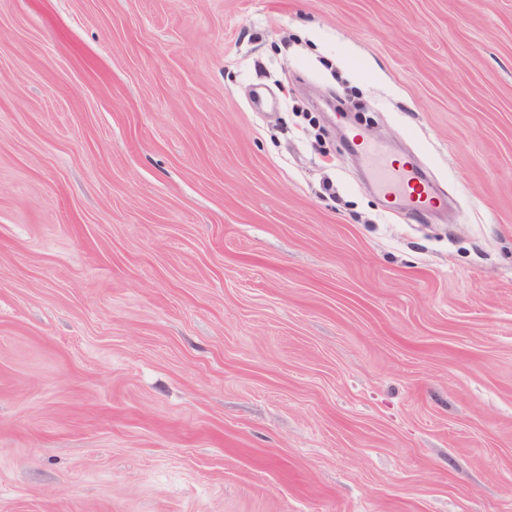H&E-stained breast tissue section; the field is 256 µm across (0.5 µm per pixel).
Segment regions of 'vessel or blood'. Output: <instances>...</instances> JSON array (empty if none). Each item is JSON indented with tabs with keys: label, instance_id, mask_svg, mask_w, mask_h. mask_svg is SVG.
Instances as JSON below:
<instances>
[{
	"label": "vessel or blood",
	"instance_id": "b4317fda",
	"mask_svg": "<svg viewBox=\"0 0 512 512\" xmlns=\"http://www.w3.org/2000/svg\"><path fill=\"white\" fill-rule=\"evenodd\" d=\"M353 148L366 161L376 184L393 204L404 203L419 212L434 206L435 196L430 184L413 167L393 164L364 139H354Z\"/></svg>",
	"mask_w": 512,
	"mask_h": 512
}]
</instances>
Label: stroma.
<instances>
[{
    "label": "stroma",
    "mask_w": 512,
    "mask_h": 512,
    "mask_svg": "<svg viewBox=\"0 0 512 512\" xmlns=\"http://www.w3.org/2000/svg\"><path fill=\"white\" fill-rule=\"evenodd\" d=\"M0 512H512V0H0ZM353 150L366 161L376 184L386 197L391 198L393 205L405 203L419 212L434 206L436 198L432 187L413 167L405 164L395 166L365 139L354 138Z\"/></svg>",
    "instance_id": "stroma-1"
}]
</instances>
